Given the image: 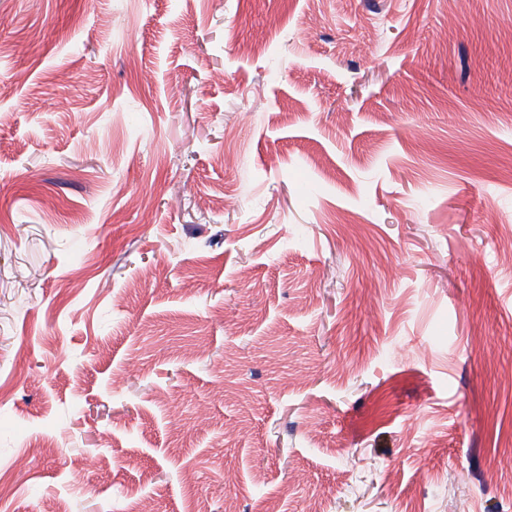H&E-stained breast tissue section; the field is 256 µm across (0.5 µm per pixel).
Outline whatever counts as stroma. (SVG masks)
<instances>
[{"instance_id":"obj_1","label":"stroma","mask_w":512,"mask_h":512,"mask_svg":"<svg viewBox=\"0 0 512 512\" xmlns=\"http://www.w3.org/2000/svg\"><path fill=\"white\" fill-rule=\"evenodd\" d=\"M510 17L0 0V512H512Z\"/></svg>"}]
</instances>
